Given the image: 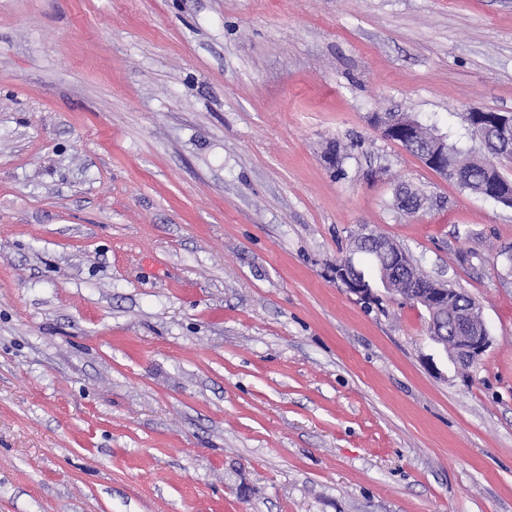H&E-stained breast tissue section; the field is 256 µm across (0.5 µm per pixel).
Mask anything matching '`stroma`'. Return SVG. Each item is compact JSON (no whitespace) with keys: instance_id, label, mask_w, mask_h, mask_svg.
Returning <instances> with one entry per match:
<instances>
[{"instance_id":"obj_1","label":"stroma","mask_w":512,"mask_h":512,"mask_svg":"<svg viewBox=\"0 0 512 512\" xmlns=\"http://www.w3.org/2000/svg\"><path fill=\"white\" fill-rule=\"evenodd\" d=\"M472 105L512 0H0V512H512V209L375 124ZM364 225L477 366L338 286ZM454 288H448L447 282L438 281L436 284H433L427 293L424 294V296L419 297L416 295H411V297L414 299V303H417L418 301H421L428 309L431 319V333L430 338L434 340H439L441 337H443V332L440 330L438 331L436 322H437V315L435 311L441 310L445 307L448 308V311L445 312L444 317L442 319V322L444 324L443 330L448 335V327L451 325V319L452 315L454 313V310L456 309V303L458 300L462 302H468L473 300L468 295L458 292L456 302L452 304H448V301H453L455 299L453 295ZM450 354L459 364L476 365L490 346L491 338L477 303L458 304Z\"/></svg>"}]
</instances>
